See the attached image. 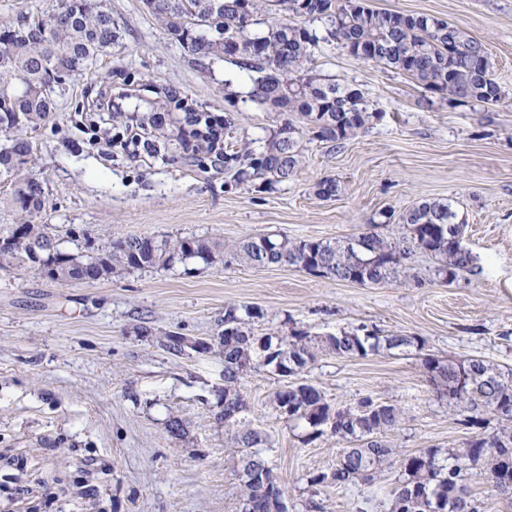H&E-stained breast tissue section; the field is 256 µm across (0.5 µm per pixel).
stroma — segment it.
<instances>
[{"label": "stroma", "instance_id": "stroma-1", "mask_svg": "<svg viewBox=\"0 0 512 512\" xmlns=\"http://www.w3.org/2000/svg\"><path fill=\"white\" fill-rule=\"evenodd\" d=\"M105 3L123 31L121 44L68 78L49 119L28 132L32 172L47 185L36 221L59 234L61 250L94 253L130 235L200 237L228 247L256 235L342 239L384 212L397 236V214L450 198L481 272L449 284L435 276V258L420 253L413 260L419 283L362 285L293 266L248 265L229 250L209 265L190 260L94 283L0 269V455L26 461L33 487L18 501L14 469L0 463V512H237L228 494L236 450L215 419L222 356L190 349L173 356L140 334L206 338L232 305L258 311L249 324L258 336H322L364 325L383 336L422 338L419 352L354 359L321 352L296 380L315 385L335 408L365 397L401 408L399 426L386 435L400 455L457 447L468 430L457 408L436 399L423 359L480 358L512 370V103L451 106L391 69L324 44L314 55L318 72L357 86L380 120L335 150L303 135V163L275 191L230 190L223 168L115 146L124 122L104 104L150 83L220 116L228 92L248 89L238 68L229 61L198 66L142 0ZM367 3L457 25L483 43L512 96V0ZM280 122L239 104L233 138L265 136ZM325 177L339 181L338 196L316 195ZM278 388L267 368L242 381L247 417L268 438L267 460L288 512H384L400 464L369 483L310 487L309 476L333 469L341 447L327 435L304 441V429L275 406ZM173 416L185 425L182 438L167 431Z\"/></svg>", "mask_w": 512, "mask_h": 512}]
</instances>
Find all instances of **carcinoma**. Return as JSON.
<instances>
[{
	"mask_svg": "<svg viewBox=\"0 0 512 512\" xmlns=\"http://www.w3.org/2000/svg\"><path fill=\"white\" fill-rule=\"evenodd\" d=\"M282 9L305 23H274L256 31V16L264 0H155L153 15L168 35L186 49L199 65L229 59L248 75L246 100L284 116L277 129L237 148L223 139L232 130L231 113L224 117L184 108L183 114L159 121L152 111L177 97L161 89L147 102L148 112L126 117L121 147L132 154L176 159L178 145L197 161L206 159L224 167L225 185L250 186L269 192L288 181L299 165L300 131L288 116L297 112L312 137L331 148L342 147L354 133L368 127L380 114L370 111L362 92L350 85L328 82L305 69L313 48L336 43L352 55L367 50L365 61L397 70L425 90L438 93L450 105H496L506 92L493 77L485 46L449 23L430 24L428 15H408L374 10L363 0H276ZM320 22L317 31L307 26ZM32 20L0 24V132L13 133L0 146V179L14 185L12 205L24 216L41 214L47 203L44 182L28 173L35 164L31 147L21 132L46 121L54 109L52 93L44 90L49 69L69 77L89 68L98 55L119 43V28L103 0H76L58 35L47 44L30 39ZM405 233L389 239L372 223L358 237L346 240L250 237L235 248L236 255L255 266L291 265L319 276L359 284L394 280L409 270L412 256L425 252L439 265L436 275L448 283L475 273V258L462 240V223L451 201L422 200L401 215ZM13 239L0 250V268L17 263L40 270L62 283H93L129 269L168 267L176 261L198 258L211 263L223 246L204 238L174 242L147 236H126L112 249L89 255L62 251L44 224H17L0 238ZM256 316L248 306L227 307L213 341L188 343L168 334L157 343L172 355L190 348L198 353L220 347L224 357V390L218 400L217 420L239 453L235 495L239 512L267 496H279L264 455L263 434L245 417L247 403L240 381L249 372L270 368L288 378L302 373L315 359V350L338 357L365 358L381 349H423L417 336L381 337L358 327L327 336L312 337L293 331L286 336H254L245 318ZM425 367L440 397L459 405L471 435L441 459L436 449L402 459V480L393 489L387 512H490L485 502L472 496L465 476L480 470L487 483L512 504V371L503 373L481 359L450 360L427 357ZM277 410L290 422L307 430L306 438L330 433L346 445L329 473L309 477L310 486H346L356 479L372 480L397 455L383 436L395 429L402 412L394 405L362 400L355 408L334 409L314 385H290L275 395ZM506 422L493 434L485 431V415Z\"/></svg>",
	"mask_w": 512,
	"mask_h": 512,
	"instance_id": "obj_1",
	"label": "carcinoma"
}]
</instances>
